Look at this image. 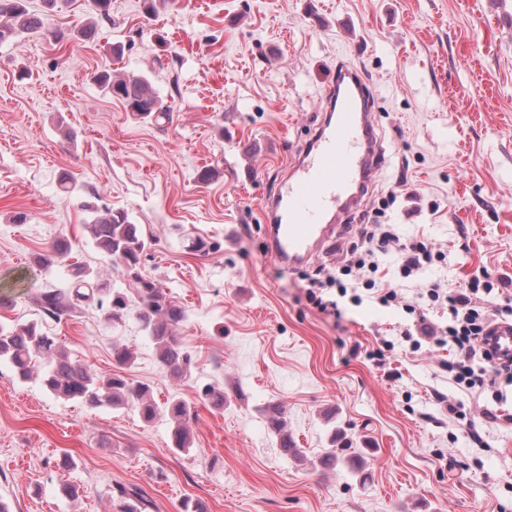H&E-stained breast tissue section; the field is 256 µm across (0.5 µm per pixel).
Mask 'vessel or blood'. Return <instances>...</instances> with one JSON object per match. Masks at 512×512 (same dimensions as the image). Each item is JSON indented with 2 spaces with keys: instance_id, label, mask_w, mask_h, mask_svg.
Returning a JSON list of instances; mask_svg holds the SVG:
<instances>
[{
  "instance_id": "obj_1",
  "label": "vessel or blood",
  "mask_w": 512,
  "mask_h": 512,
  "mask_svg": "<svg viewBox=\"0 0 512 512\" xmlns=\"http://www.w3.org/2000/svg\"><path fill=\"white\" fill-rule=\"evenodd\" d=\"M371 109L364 72L337 65L309 146L286 170L279 190L261 204L266 250L279 265L296 269L314 258L330 238L329 226L359 209L374 184L385 157ZM481 345L496 360L512 361V322L492 324Z\"/></svg>"
}]
</instances>
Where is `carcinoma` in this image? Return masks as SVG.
<instances>
[{
  "label": "carcinoma",
  "mask_w": 512,
  "mask_h": 512,
  "mask_svg": "<svg viewBox=\"0 0 512 512\" xmlns=\"http://www.w3.org/2000/svg\"><path fill=\"white\" fill-rule=\"evenodd\" d=\"M43 27L44 19L29 10L27 0H0V43L40 31ZM97 81L107 94L121 100L139 118L156 122L169 119L170 105L163 101L147 78L104 71L97 76ZM81 209L88 213L84 228L93 247L112 266L120 269L134 286L137 293L136 318L154 343L160 365L175 378L187 376L192 357L177 333L187 314L153 279L142 274L141 259L148 242L138 226L130 221L126 211L100 206L91 200L82 201ZM70 250L69 243L60 241L51 251L40 255L37 264L41 267L53 265L65 258ZM106 291L107 283L99 273L77 267L70 286L43 293L39 307L45 316L59 320L77 306L104 304L108 318L122 319L130 310L128 297L114 291L105 303L102 294ZM38 360L46 363L42 382L56 397L94 406L106 402L115 407H133L146 422L165 413L174 423L173 448L180 452L190 449L189 422L193 411L187 402L173 399L161 407L150 397L148 387L142 384L134 385L120 374L99 378L87 366L70 360L60 351L55 338L44 334L35 322L10 327L0 325V361L9 363L18 378H32L37 372L35 363ZM268 426L279 439L282 455L296 457L300 454L288 437L286 419L279 407L269 408ZM358 459L357 453L344 443L338 448L328 449L320 463L325 468H334L341 462L352 464ZM113 502L115 512H146L152 507L141 491L124 485L115 488Z\"/></svg>",
  "instance_id": "1"
}]
</instances>
